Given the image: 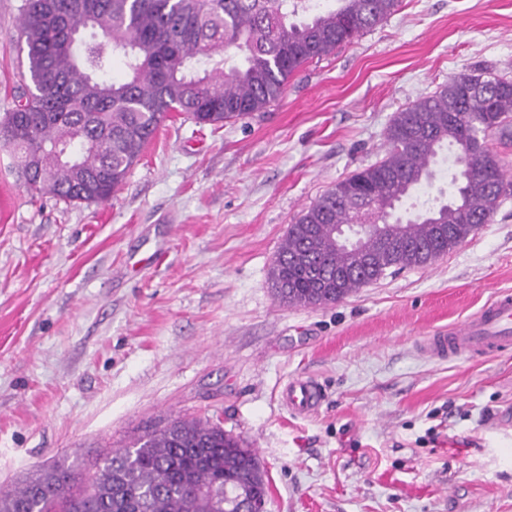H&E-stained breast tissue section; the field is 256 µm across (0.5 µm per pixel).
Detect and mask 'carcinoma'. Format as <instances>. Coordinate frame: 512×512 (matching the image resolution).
<instances>
[{"label":"carcinoma","mask_w":512,"mask_h":512,"mask_svg":"<svg viewBox=\"0 0 512 512\" xmlns=\"http://www.w3.org/2000/svg\"><path fill=\"white\" fill-rule=\"evenodd\" d=\"M401 0H24L19 38L30 84L0 117V147L28 188L69 204H100L126 182L172 114L224 126L278 101L306 63L351 42L396 12ZM84 33L81 47L68 41ZM127 76L111 81V52ZM239 51L238 64H227ZM512 123V80L454 74L397 113L382 160L327 190L290 225L271 270L293 306L336 303L387 274L448 254L512 195L489 150L474 146ZM69 147L72 164L56 148ZM455 168L448 202L426 201L407 221L404 200L429 184L443 149ZM386 224L360 254L327 226ZM254 449L215 423L175 417L103 461L80 484L72 467L39 470L0 496V512H239L267 500Z\"/></svg>","instance_id":"obj_1"}]
</instances>
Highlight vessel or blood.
Returning <instances> with one entry per match:
<instances>
[{
	"instance_id": "1",
	"label": "vessel or blood",
	"mask_w": 512,
	"mask_h": 512,
	"mask_svg": "<svg viewBox=\"0 0 512 512\" xmlns=\"http://www.w3.org/2000/svg\"><path fill=\"white\" fill-rule=\"evenodd\" d=\"M512 348V291L496 293L477 313L448 330L424 337L419 350L436 359L489 356ZM324 400L321 386L297 377L281 392L289 411L305 416L318 410Z\"/></svg>"
}]
</instances>
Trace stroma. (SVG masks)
Masks as SVG:
<instances>
[{"instance_id": "obj_1", "label": "stroma", "mask_w": 512, "mask_h": 512, "mask_svg": "<svg viewBox=\"0 0 512 512\" xmlns=\"http://www.w3.org/2000/svg\"><path fill=\"white\" fill-rule=\"evenodd\" d=\"M21 4L0 0V113L28 82ZM453 73L512 78V0H402L267 111L166 122L103 204L31 195L0 150V493L57 463L89 481L189 416L256 449L266 512H512V351L416 348L512 290V197L340 302L291 306L269 284L289 225ZM298 376L325 390L313 415L280 400Z\"/></svg>"}]
</instances>
